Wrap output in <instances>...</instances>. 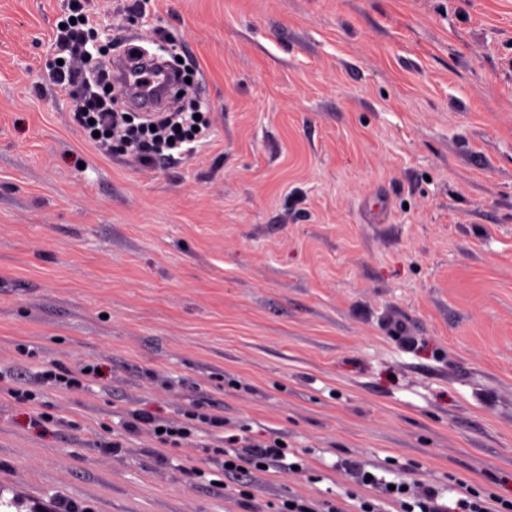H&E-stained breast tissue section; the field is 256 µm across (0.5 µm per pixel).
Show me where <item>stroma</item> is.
I'll list each match as a JSON object with an SVG mask.
<instances>
[{
  "mask_svg": "<svg viewBox=\"0 0 512 512\" xmlns=\"http://www.w3.org/2000/svg\"><path fill=\"white\" fill-rule=\"evenodd\" d=\"M174 42L207 137L102 155L51 83L69 0H0V512H359L352 465L512 502V0H86ZM91 361L89 386L40 382ZM220 404L300 471L210 481L121 424ZM49 422L35 427L33 414ZM124 450L112 458L100 441Z\"/></svg>",
  "mask_w": 512,
  "mask_h": 512,
  "instance_id": "1",
  "label": "stroma"
}]
</instances>
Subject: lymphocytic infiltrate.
<instances>
[{
  "instance_id": "f902f5d3",
  "label": "lymphocytic infiltrate",
  "mask_w": 512,
  "mask_h": 512,
  "mask_svg": "<svg viewBox=\"0 0 512 512\" xmlns=\"http://www.w3.org/2000/svg\"><path fill=\"white\" fill-rule=\"evenodd\" d=\"M88 41V33L79 24L69 23L61 28L56 46L64 62L54 67L51 77L61 88H80L78 110L81 126L86 133L93 135V143L99 151L111 152L113 144L118 143L139 155L144 164H163L182 154L186 143L206 131V120L195 119L190 112H165L155 119L154 129L142 132L134 129L124 113L115 109L111 94L102 90L98 74L71 66L70 57L82 54ZM200 423L218 430L226 426L223 415L212 405L203 403L188 412L181 421L164 420L150 412L134 410L126 418L124 429L129 433L154 435L160 443L176 447L188 440ZM286 451V446L277 444L273 439L245 440L231 434L225 436L222 447L215 449L214 454L231 464L234 473L245 476L262 464L269 468H283ZM354 474L359 483L376 484L381 491L389 493L399 503L401 512H489L479 493L463 483L456 488L454 502L443 505L438 501L439 491L435 487L412 482L405 489H393L362 468H355Z\"/></svg>"
}]
</instances>
